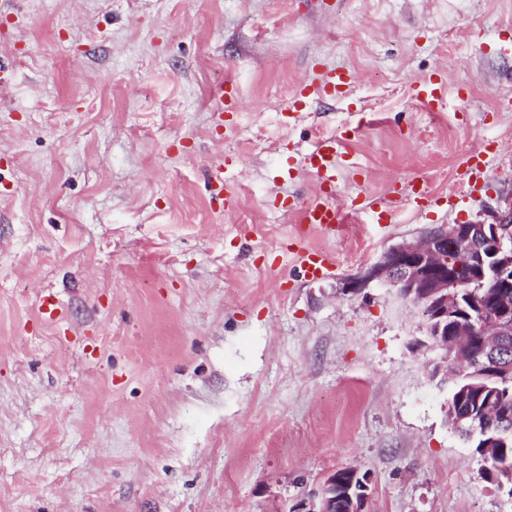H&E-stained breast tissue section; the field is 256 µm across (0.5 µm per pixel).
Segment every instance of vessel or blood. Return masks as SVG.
I'll return each mask as SVG.
<instances>
[{
  "label": "vessel or blood",
  "mask_w": 512,
  "mask_h": 512,
  "mask_svg": "<svg viewBox=\"0 0 512 512\" xmlns=\"http://www.w3.org/2000/svg\"><path fill=\"white\" fill-rule=\"evenodd\" d=\"M353 80L351 72L346 70L327 71L321 80H302L293 97L286 103L287 112H297L305 100L335 96L342 93ZM416 95L427 104L442 102L446 86L438 76L432 75L416 81ZM340 143L336 138L319 140L305 157L309 172L315 177L319 191L316 197L295 209L298 223L309 224L322 231L335 230L342 223L343 215L334 203V183L336 179V159ZM426 194L421 180L405 181L403 191L391 192L388 199L376 204L373 213L377 223L390 222L394 213L402 206L420 202ZM298 263L306 278L318 280L332 275L336 270L334 258L320 251L299 250Z\"/></svg>",
  "instance_id": "b4317fda"
}]
</instances>
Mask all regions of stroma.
Returning a JSON list of instances; mask_svg holds the SVG:
<instances>
[{
	"instance_id": "stroma-1",
	"label": "stroma",
	"mask_w": 512,
	"mask_h": 512,
	"mask_svg": "<svg viewBox=\"0 0 512 512\" xmlns=\"http://www.w3.org/2000/svg\"><path fill=\"white\" fill-rule=\"evenodd\" d=\"M0 64V512H286L345 466L367 512H512L448 423L416 310L381 279L345 290L512 206V0H21ZM322 66L350 97L288 117ZM437 69L430 109L412 82ZM334 131L348 214L324 235L288 208ZM415 177L428 198L372 223ZM292 243L335 273L305 278Z\"/></svg>"
}]
</instances>
